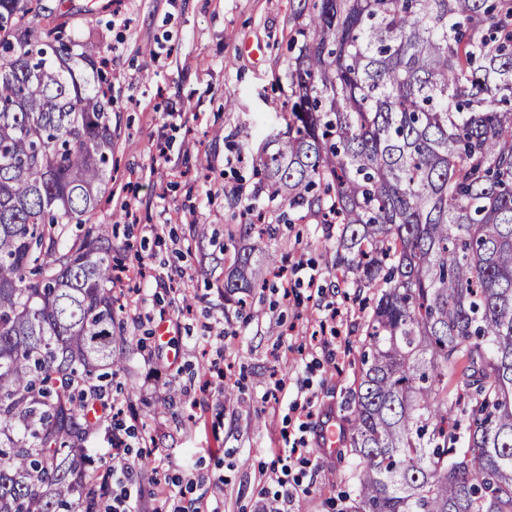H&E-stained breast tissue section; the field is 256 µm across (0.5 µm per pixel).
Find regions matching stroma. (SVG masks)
Wrapping results in <instances>:
<instances>
[{
	"label": "stroma",
	"instance_id": "1",
	"mask_svg": "<svg viewBox=\"0 0 512 512\" xmlns=\"http://www.w3.org/2000/svg\"><path fill=\"white\" fill-rule=\"evenodd\" d=\"M44 2L43 26L93 40L111 60L112 179L93 221L107 227L114 256L146 267L112 289L128 340L112 396L136 430L133 446L167 454L174 478L192 459L186 502L219 496L224 512H254L301 437L308 463L292 467L301 482L292 508L334 512L354 464L346 449L322 451L323 425L348 430L366 313L336 280L335 225L284 223L287 203L258 195L254 172L265 141L288 129L297 0ZM252 205L288 278L266 274L240 315L224 300V241ZM329 302L344 317L340 337L323 340Z\"/></svg>",
	"mask_w": 512,
	"mask_h": 512
}]
</instances>
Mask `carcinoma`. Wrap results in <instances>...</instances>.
<instances>
[{
	"instance_id": "carcinoma-1",
	"label": "carcinoma",
	"mask_w": 512,
	"mask_h": 512,
	"mask_svg": "<svg viewBox=\"0 0 512 512\" xmlns=\"http://www.w3.org/2000/svg\"><path fill=\"white\" fill-rule=\"evenodd\" d=\"M0 0V512H101L80 385L127 342L98 47ZM268 199L339 225L369 308L336 512H512V0H303ZM85 226L69 241V226ZM235 253L224 299L258 279Z\"/></svg>"
}]
</instances>
